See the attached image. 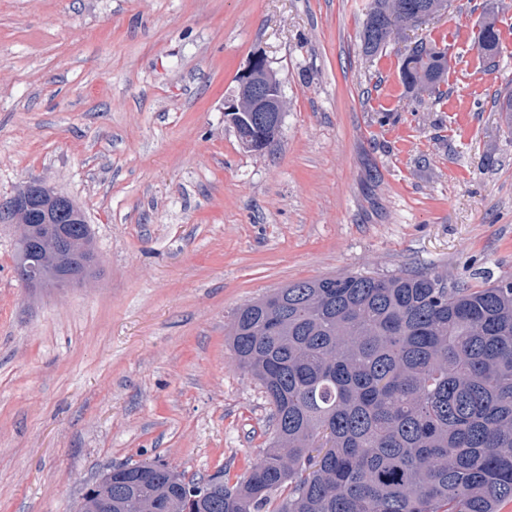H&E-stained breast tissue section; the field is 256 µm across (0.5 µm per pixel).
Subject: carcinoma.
Wrapping results in <instances>:
<instances>
[{
    "mask_svg": "<svg viewBox=\"0 0 512 512\" xmlns=\"http://www.w3.org/2000/svg\"><path fill=\"white\" fill-rule=\"evenodd\" d=\"M444 0H370L359 32L374 55ZM478 44L500 54L496 20ZM446 52L420 45L400 65L411 90H439ZM254 112L233 118L255 137ZM18 238L16 267L46 277L95 265L90 227L58 246L56 218ZM229 347L273 409L268 448L233 485L185 480L161 461L112 467L82 496L112 512H500L512 501V277L355 273L290 283L234 313Z\"/></svg>",
    "mask_w": 512,
    "mask_h": 512,
    "instance_id": "carcinoma-1",
    "label": "carcinoma"
}]
</instances>
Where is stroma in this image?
<instances>
[{
  "instance_id": "1",
  "label": "stroma",
  "mask_w": 512,
  "mask_h": 512,
  "mask_svg": "<svg viewBox=\"0 0 512 512\" xmlns=\"http://www.w3.org/2000/svg\"><path fill=\"white\" fill-rule=\"evenodd\" d=\"M369 0H0V201L37 180L84 211L95 278L18 280L0 222V512H75L158 458L236 483L272 408L235 311L288 283L416 270L512 277V0H450L377 55ZM495 15L501 54L477 35ZM448 50L439 92L403 57ZM282 82L267 148L224 101L255 52Z\"/></svg>"
}]
</instances>
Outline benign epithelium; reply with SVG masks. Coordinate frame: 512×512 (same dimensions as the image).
I'll list each match as a JSON object with an SVG mask.
<instances>
[{
    "instance_id": "obj_1",
    "label": "benign epithelium",
    "mask_w": 512,
    "mask_h": 512,
    "mask_svg": "<svg viewBox=\"0 0 512 512\" xmlns=\"http://www.w3.org/2000/svg\"><path fill=\"white\" fill-rule=\"evenodd\" d=\"M234 112H274L282 123L284 98L280 80L261 54L252 57L245 72L238 78L237 95L224 101V115ZM49 207L37 181L28 182L22 193L0 203V213L15 221L18 231L30 232L42 223Z\"/></svg>"
}]
</instances>
